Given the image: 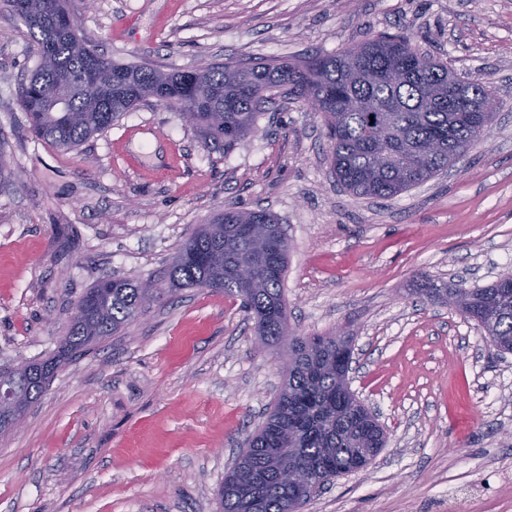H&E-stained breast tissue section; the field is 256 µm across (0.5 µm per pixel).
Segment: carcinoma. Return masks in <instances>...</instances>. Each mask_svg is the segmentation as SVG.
<instances>
[{
    "label": "carcinoma",
    "instance_id": "obj_1",
    "mask_svg": "<svg viewBox=\"0 0 512 512\" xmlns=\"http://www.w3.org/2000/svg\"><path fill=\"white\" fill-rule=\"evenodd\" d=\"M39 45L22 84L20 102L34 135L72 149L153 99L183 110L207 147L224 148L257 132L260 113L280 98L320 103L336 181L355 196L394 198L465 157L496 119L495 93L450 73L404 33L382 35L340 53L316 54L297 64L226 63L165 73L116 63L86 45L60 21L67 0H6ZM90 74L98 89L87 94ZM64 98L66 109L58 110ZM437 150L426 154L430 143ZM270 246L255 280L236 279L254 246L253 228ZM288 239L265 211L224 208L190 234L174 257L166 286L126 279L100 280L79 299L56 357L4 372L13 383L42 389L60 359H70L117 334L151 302L181 288L220 290L241 298L266 346H288L284 385L257 431L239 452L217 490L220 512H303L335 478L366 467L386 445L384 429L350 391L344 368L349 347L326 336L288 329L282 282ZM423 299L437 304L465 297L459 309L476 319L500 353H512V272L478 288H445L422 276Z\"/></svg>",
    "mask_w": 512,
    "mask_h": 512
}]
</instances>
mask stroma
<instances>
[{"instance_id": "1", "label": "stroma", "mask_w": 512, "mask_h": 512, "mask_svg": "<svg viewBox=\"0 0 512 512\" xmlns=\"http://www.w3.org/2000/svg\"><path fill=\"white\" fill-rule=\"evenodd\" d=\"M78 34L164 70L295 62L405 32L496 93L490 135L390 200L337 185L317 112L277 100L259 133L214 152L152 102L74 149L37 139L18 99L38 59L0 0V369L53 356L107 277L160 280L199 225L232 206L288 236L282 294L303 336L352 338L350 385L387 444L304 512H512V353L418 294L512 271V0H69ZM239 297L183 288L62 365L0 433V512H218L216 492L282 382Z\"/></svg>"}]
</instances>
